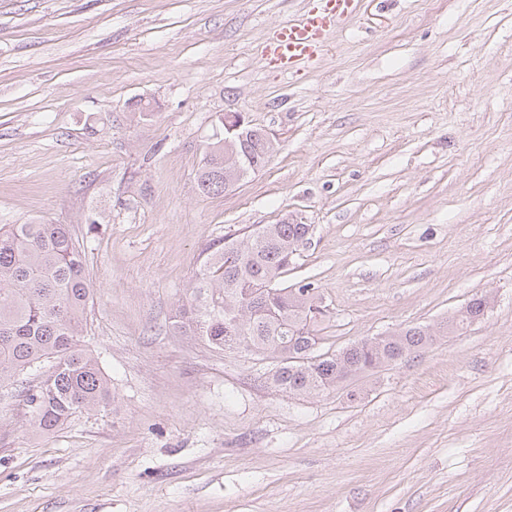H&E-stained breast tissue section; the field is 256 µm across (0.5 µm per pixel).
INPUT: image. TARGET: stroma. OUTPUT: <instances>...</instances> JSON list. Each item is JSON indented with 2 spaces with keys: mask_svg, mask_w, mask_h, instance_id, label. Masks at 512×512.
<instances>
[{
  "mask_svg": "<svg viewBox=\"0 0 512 512\" xmlns=\"http://www.w3.org/2000/svg\"><path fill=\"white\" fill-rule=\"evenodd\" d=\"M314 4L0 0V225H70L115 398L40 433L42 371L0 389V512H512V0H363L276 73L268 34ZM227 112L275 152L207 195ZM287 218L312 231L281 282L318 289L323 350L492 307L282 392L171 314L214 247Z\"/></svg>",
  "mask_w": 512,
  "mask_h": 512,
  "instance_id": "1",
  "label": "stroma"
}]
</instances>
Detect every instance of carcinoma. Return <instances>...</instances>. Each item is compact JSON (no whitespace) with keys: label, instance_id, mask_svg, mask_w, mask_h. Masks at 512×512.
<instances>
[{"label":"carcinoma","instance_id":"1","mask_svg":"<svg viewBox=\"0 0 512 512\" xmlns=\"http://www.w3.org/2000/svg\"><path fill=\"white\" fill-rule=\"evenodd\" d=\"M208 148L198 181L207 194L224 191L235 169L224 155L261 169L269 146L255 128L243 140L228 136ZM310 225L287 219L266 224L233 247L214 248L172 316L173 326L218 350L243 349L276 362L273 384L296 395L337 389L343 381L390 365L401 352L426 348L437 336L459 331L484 314V298L430 332L409 328L374 342L361 341L312 366L288 362L319 336L321 318L311 314L320 298L311 284L282 287L297 244ZM85 256L66 224L0 225V388L49 362L37 389L27 394L29 422L42 433L56 430L77 410L114 401L97 361L80 344L91 288Z\"/></svg>","mask_w":512,"mask_h":512}]
</instances>
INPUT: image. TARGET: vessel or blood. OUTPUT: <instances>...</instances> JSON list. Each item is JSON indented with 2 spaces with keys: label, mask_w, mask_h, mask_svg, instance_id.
<instances>
[{
  "label": "vessel or blood",
  "mask_w": 512,
  "mask_h": 512,
  "mask_svg": "<svg viewBox=\"0 0 512 512\" xmlns=\"http://www.w3.org/2000/svg\"><path fill=\"white\" fill-rule=\"evenodd\" d=\"M359 0H317L300 18L277 28L266 42L269 65L288 72L321 57L328 37L355 16Z\"/></svg>",
  "instance_id": "vessel-or-blood-1"
}]
</instances>
